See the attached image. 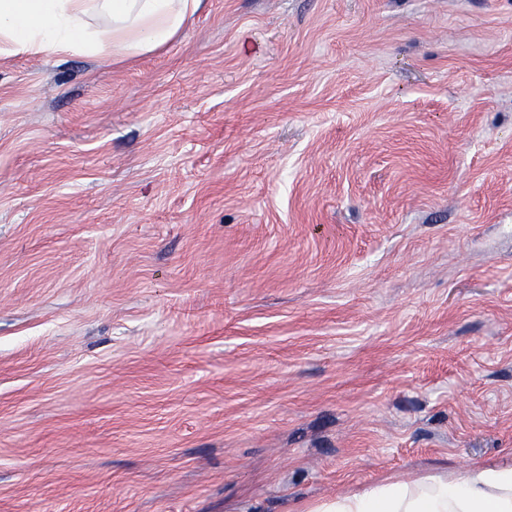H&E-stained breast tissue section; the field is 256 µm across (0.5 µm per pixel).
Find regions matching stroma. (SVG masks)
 <instances>
[{"instance_id": "stroma-1", "label": "stroma", "mask_w": 512, "mask_h": 512, "mask_svg": "<svg viewBox=\"0 0 512 512\" xmlns=\"http://www.w3.org/2000/svg\"><path fill=\"white\" fill-rule=\"evenodd\" d=\"M512 462V0H204L0 52V512H300Z\"/></svg>"}]
</instances>
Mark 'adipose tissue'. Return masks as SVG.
I'll return each mask as SVG.
<instances>
[{"label": "adipose tissue", "mask_w": 512, "mask_h": 512, "mask_svg": "<svg viewBox=\"0 0 512 512\" xmlns=\"http://www.w3.org/2000/svg\"><path fill=\"white\" fill-rule=\"evenodd\" d=\"M203 0H0L12 53L120 63L177 39ZM306 512H512V464L364 486Z\"/></svg>", "instance_id": "ef3b65f1"}]
</instances>
